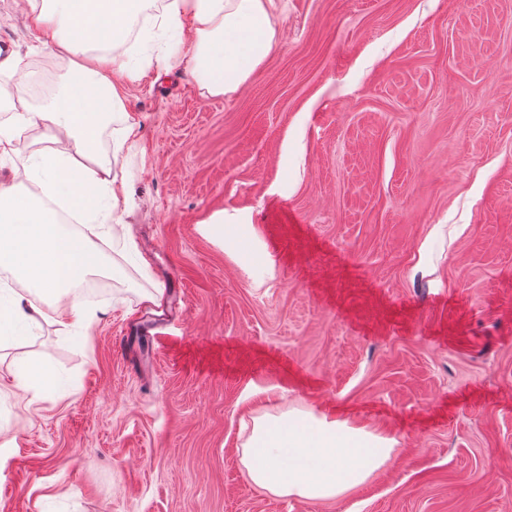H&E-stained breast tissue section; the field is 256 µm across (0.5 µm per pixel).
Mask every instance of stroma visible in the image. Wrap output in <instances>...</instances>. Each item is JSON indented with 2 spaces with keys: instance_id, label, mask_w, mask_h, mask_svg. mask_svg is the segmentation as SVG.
<instances>
[{
  "instance_id": "35a3bbf8",
  "label": "stroma",
  "mask_w": 512,
  "mask_h": 512,
  "mask_svg": "<svg viewBox=\"0 0 512 512\" xmlns=\"http://www.w3.org/2000/svg\"><path fill=\"white\" fill-rule=\"evenodd\" d=\"M273 25L234 94L163 39L127 86L129 210L84 214L111 268L89 339L0 352V512H512V0H282ZM2 41L68 76L10 0ZM25 362L59 386L18 389ZM289 411L396 456L274 495L241 448Z\"/></svg>"
}]
</instances>
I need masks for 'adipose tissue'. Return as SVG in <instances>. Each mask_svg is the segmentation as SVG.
Here are the masks:
<instances>
[{
    "mask_svg": "<svg viewBox=\"0 0 512 512\" xmlns=\"http://www.w3.org/2000/svg\"><path fill=\"white\" fill-rule=\"evenodd\" d=\"M280 0H12L31 36L47 52L67 59L73 82L40 107L26 91L19 53L0 59V105L18 124L0 127V158L16 152L23 129L42 128L49 144L32 156L24 183H0V270L11 286L0 289V342L20 341L41 321L89 331L92 312L74 296L86 277L106 272L94 240L98 226L70 233L55 209L80 211L106 194L113 211L127 208L128 184L111 160L95 153L97 136L119 124L113 152L139 137L124 110L120 80L136 81L152 64L123 53L137 27L188 34L187 68L202 96L230 95L275 45L272 17ZM395 441L348 422L302 413L256 419L242 462L259 487L283 497L328 500L363 485L393 457Z\"/></svg>",
    "mask_w": 512,
    "mask_h": 512,
    "instance_id": "1",
    "label": "adipose tissue"
}]
</instances>
